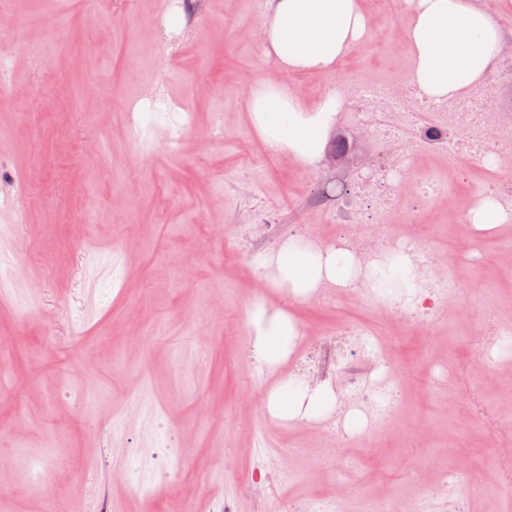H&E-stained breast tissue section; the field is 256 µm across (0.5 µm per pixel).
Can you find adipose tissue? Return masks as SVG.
Returning <instances> with one entry per match:
<instances>
[{
  "instance_id": "1",
  "label": "adipose tissue",
  "mask_w": 512,
  "mask_h": 512,
  "mask_svg": "<svg viewBox=\"0 0 512 512\" xmlns=\"http://www.w3.org/2000/svg\"><path fill=\"white\" fill-rule=\"evenodd\" d=\"M405 30L412 46L411 82L420 97L451 99L482 82L502 43L501 25L484 0H409ZM266 60L282 73H320L335 69L347 49L370 31L358 0H267L261 23ZM247 108L265 144L298 163L316 166L335 125L341 101L326 94L305 107L295 90L280 81L249 84ZM268 287L304 302L319 288H354L358 271L348 251L319 250L292 237L259 262ZM250 342L261 369L275 371L300 334L295 318L255 298L247 309ZM338 402L331 383L310 390L281 380L269 393L268 414L275 419L324 421Z\"/></svg>"
}]
</instances>
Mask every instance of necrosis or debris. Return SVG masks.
Here are the masks:
<instances>
[{
	"label": "necrosis or debris",
	"instance_id": "obj_1",
	"mask_svg": "<svg viewBox=\"0 0 512 512\" xmlns=\"http://www.w3.org/2000/svg\"><path fill=\"white\" fill-rule=\"evenodd\" d=\"M343 103V118L363 138L371 150L358 162L355 180L342 195L308 197L307 209L325 208L332 214L337 234L361 265H368L388 250L405 252L413 268L424 280L422 302L397 301L381 304L374 289L359 288L353 295L366 307L383 309L387 317L400 319L410 336L424 334L446 303L460 295L452 258H431L422 246L424 235L417 231L418 212L406 216L413 231L406 236L391 232L379 221L388 213L401 191L407 169L425 150L437 147L447 158L448 174L430 175L417 181L413 193L420 201L457 195L469 177L473 164L489 165L487 192L512 211V168L496 165L503 148L512 147V29L503 35L501 51L487 79L467 95L452 100L419 98L408 77L382 81L346 79L335 86ZM493 341L470 338V355L465 363L450 362L449 378H457L463 367L489 365L492 347L512 344V322L493 331ZM310 351L296 358L292 378L313 388L346 370L341 393L348 404L362 410L371 437L383 434L394 410L399 378L404 362L385 358L386 339L369 326L354 323L333 332L312 335ZM349 467L339 464L334 475L337 493L298 503H283L282 512H348Z\"/></svg>",
	"mask_w": 512,
	"mask_h": 512
}]
</instances>
